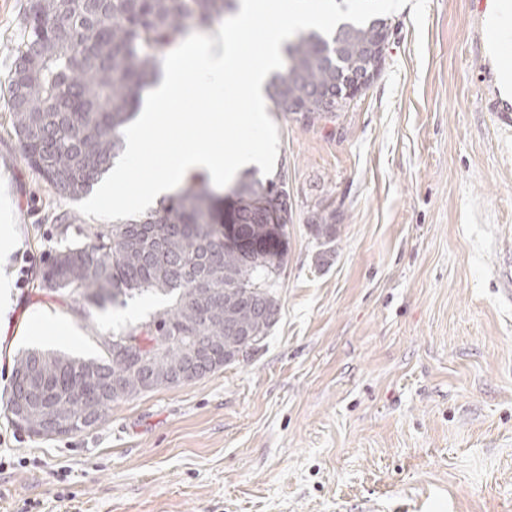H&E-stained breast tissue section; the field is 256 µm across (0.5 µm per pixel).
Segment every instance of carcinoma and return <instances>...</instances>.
<instances>
[{"label":"carcinoma","instance_id":"carcinoma-1","mask_svg":"<svg viewBox=\"0 0 512 512\" xmlns=\"http://www.w3.org/2000/svg\"><path fill=\"white\" fill-rule=\"evenodd\" d=\"M237 0H40L27 9L23 36L15 48L4 111L25 163L54 193L78 199L87 194L124 150L123 131L139 108L143 92L161 75L168 49L189 25L208 28L236 10ZM387 19L363 25L339 23L332 34L301 32L285 47L286 65L269 82L274 108L292 113L303 126L333 116L317 111L316 97L340 98L366 64L368 49L384 51ZM241 232L254 236L266 212L292 220L287 183L277 175L264 183L242 181L231 191ZM224 199L201 175L189 177L160 207L89 231L84 240L47 259L37 286L79 297L89 307L127 305L147 295L171 304L106 336L93 358L28 349L15 359L6 410L18 399L35 409L66 414L91 402L108 415L118 399L112 383L123 384V399L147 391L149 370L118 347L142 337L155 355V368L192 370L199 380L224 367V350L239 337L225 327V315L244 325L256 322L261 297L273 294L287 257L280 252H244L224 243ZM317 243L336 242V213L321 211L308 225ZM207 342L205 362L191 355Z\"/></svg>","mask_w":512,"mask_h":512}]
</instances>
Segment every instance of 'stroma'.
Segmentation results:
<instances>
[{
  "mask_svg": "<svg viewBox=\"0 0 512 512\" xmlns=\"http://www.w3.org/2000/svg\"><path fill=\"white\" fill-rule=\"evenodd\" d=\"M28 0H0V91ZM378 78L305 127L272 113L292 205L277 322L258 350L202 379L114 404L98 426L38 438L6 411L28 347L92 357L105 323L39 290L77 213L21 158L0 110L27 271L0 335V512H512V140L484 109L471 0L389 14ZM336 211L320 256L307 226ZM73 334L32 336L28 320Z\"/></svg>",
  "mask_w": 512,
  "mask_h": 512,
  "instance_id": "1",
  "label": "stroma"
}]
</instances>
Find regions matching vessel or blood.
Masks as SVG:
<instances>
[{"label":"vessel or blood","mask_w":512,"mask_h":512,"mask_svg":"<svg viewBox=\"0 0 512 512\" xmlns=\"http://www.w3.org/2000/svg\"><path fill=\"white\" fill-rule=\"evenodd\" d=\"M472 6L480 21L476 41L493 52L480 72L479 81L487 88L483 101L497 115L507 136L512 134V30L502 29L497 20L512 16V0H472Z\"/></svg>","instance_id":"1"}]
</instances>
